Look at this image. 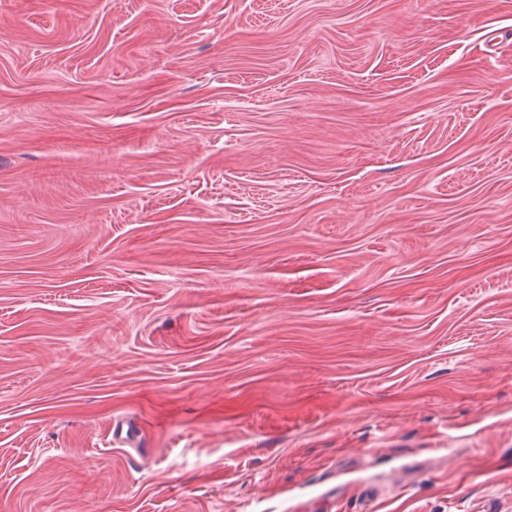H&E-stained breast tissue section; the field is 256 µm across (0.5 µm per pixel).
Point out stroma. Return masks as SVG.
<instances>
[{
	"label": "stroma",
	"instance_id": "1",
	"mask_svg": "<svg viewBox=\"0 0 512 512\" xmlns=\"http://www.w3.org/2000/svg\"><path fill=\"white\" fill-rule=\"evenodd\" d=\"M369 507L512 512V0H0V512Z\"/></svg>",
	"mask_w": 512,
	"mask_h": 512
}]
</instances>
